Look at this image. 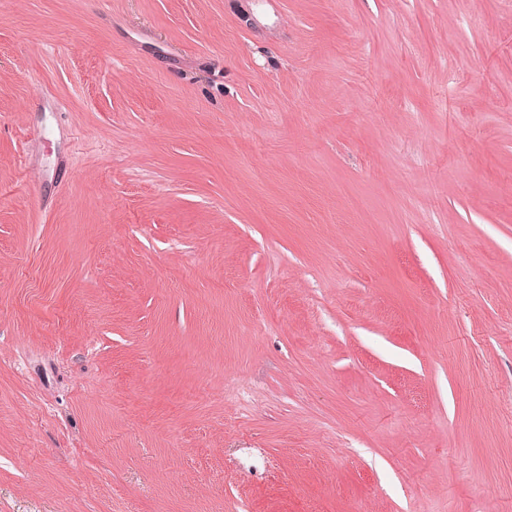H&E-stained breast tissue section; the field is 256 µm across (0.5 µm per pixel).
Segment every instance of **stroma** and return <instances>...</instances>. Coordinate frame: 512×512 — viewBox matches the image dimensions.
I'll return each mask as SVG.
<instances>
[{
	"label": "stroma",
	"mask_w": 512,
	"mask_h": 512,
	"mask_svg": "<svg viewBox=\"0 0 512 512\" xmlns=\"http://www.w3.org/2000/svg\"><path fill=\"white\" fill-rule=\"evenodd\" d=\"M0 512H512V0H0Z\"/></svg>",
	"instance_id": "1"
}]
</instances>
